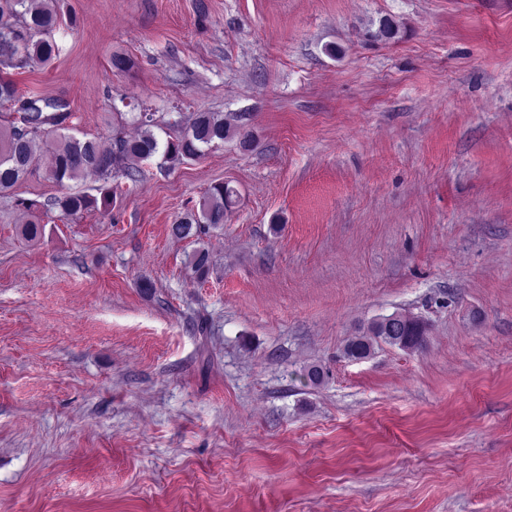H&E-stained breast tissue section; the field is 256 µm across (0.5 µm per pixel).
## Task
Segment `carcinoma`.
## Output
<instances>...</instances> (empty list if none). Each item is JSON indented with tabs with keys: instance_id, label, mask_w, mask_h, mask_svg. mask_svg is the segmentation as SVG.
I'll return each instance as SVG.
<instances>
[{
	"instance_id": "cac0c4a2",
	"label": "carcinoma",
	"mask_w": 512,
	"mask_h": 512,
	"mask_svg": "<svg viewBox=\"0 0 512 512\" xmlns=\"http://www.w3.org/2000/svg\"><path fill=\"white\" fill-rule=\"evenodd\" d=\"M58 24L56 13L44 0H0V68L24 69L33 60L47 63L57 53L59 46L53 39ZM10 104L19 114V124L11 125L8 131L0 132V192L13 188L33 171L38 161L40 142L63 128L68 113L60 111L62 104L54 99H26L10 81L0 77V104ZM145 127L141 137L119 138L110 151L102 150L96 141L62 136L50 155L49 176L62 183L76 180L85 171L96 173L103 182H108L116 170L132 178L134 170L125 167L130 159L161 157V164L194 159L203 153V148L224 141L230 126L224 115L216 112H199L192 124L182 134L164 143L160 142L150 126L154 125L153 114L141 112L137 117ZM101 197L96 199L81 193H66L54 201V206L68 216L77 215L97 205L107 209L113 204L111 189L100 187ZM233 191L224 185H215L207 193L200 213L189 214L172 225V234L180 239L198 237L209 228L224 223V210L232 204ZM209 253L196 250L189 262L193 273H206ZM425 341V326L422 322L403 314L393 313L372 322L360 336L351 340L344 348L348 358L370 355L375 344L383 342L401 349L416 348Z\"/></svg>"
}]
</instances>
